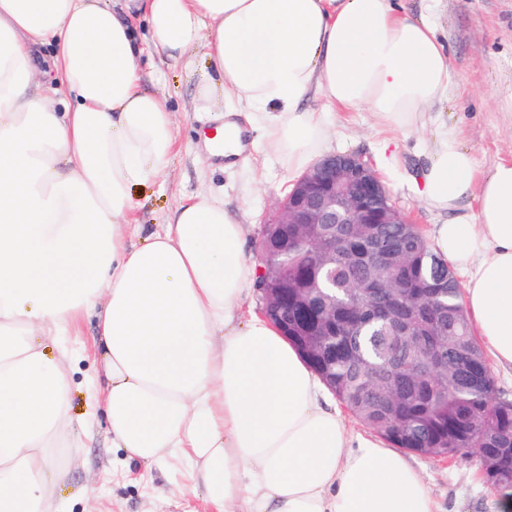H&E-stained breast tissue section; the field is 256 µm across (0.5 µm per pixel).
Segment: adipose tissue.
<instances>
[{
  "label": "adipose tissue",
  "mask_w": 512,
  "mask_h": 512,
  "mask_svg": "<svg viewBox=\"0 0 512 512\" xmlns=\"http://www.w3.org/2000/svg\"><path fill=\"white\" fill-rule=\"evenodd\" d=\"M136 15L173 61L203 41L214 76L198 101L251 108L292 172L316 162L335 110L415 130L452 87L436 28L392 0H0V512H54L55 456L80 427L64 357L39 339L92 310L113 447L179 460L210 512H438L247 308L258 269L234 213L201 194L128 241L133 191L168 174L176 145L171 111L139 85ZM44 44L47 76L31 57ZM312 92L323 108L303 107ZM418 179L449 216L433 249L464 274L493 365L512 368V161L482 171L450 125Z\"/></svg>",
  "instance_id": "obj_1"
}]
</instances>
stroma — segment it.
<instances>
[{
    "mask_svg": "<svg viewBox=\"0 0 512 512\" xmlns=\"http://www.w3.org/2000/svg\"><path fill=\"white\" fill-rule=\"evenodd\" d=\"M411 16L433 22L446 44L452 78L449 98L434 106L442 121L459 125L463 143L481 170L501 160H512V0H394ZM138 38L145 41L139 78L141 86L165 99L172 110L179 143L169 178L148 182L134 192V223L150 229L165 223L179 203L209 194L237 211L250 228L248 251L259 260V240L292 179L286 162L251 128L245 116L236 122L247 147L233 168L204 161L199 142L203 127L217 126L218 113L195 107L196 83L206 67L202 43L187 51L191 69L173 66L150 44L146 24ZM435 125L412 131H389L376 125L367 108L333 115L327 141L329 153L357 152L371 158L392 203L428 233L447 215L422 201L414 177L436 145ZM96 319L84 317L68 336H47V352L66 347L71 377L69 407L84 418L83 446L78 453L63 448L58 461L66 475L52 490L60 512H204L200 498L190 490L182 465L163 458L152 464L127 462L123 450L113 447L102 411L93 407L92 387L101 366L92 349ZM438 505L439 512H494L497 488L484 481L475 450L456 454L449 463L405 452Z\"/></svg>",
    "mask_w": 512,
    "mask_h": 512,
    "instance_id": "obj_1",
    "label": "stroma"
}]
</instances>
